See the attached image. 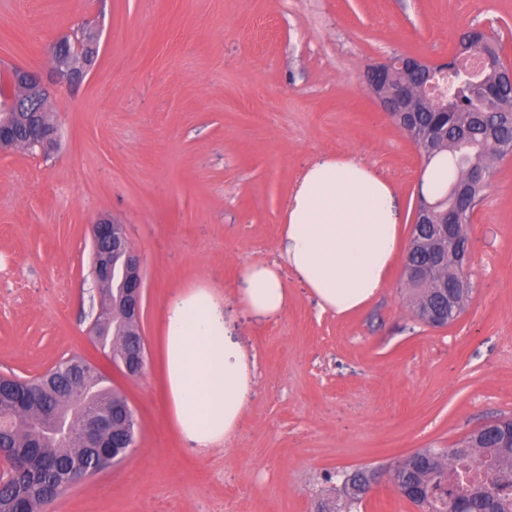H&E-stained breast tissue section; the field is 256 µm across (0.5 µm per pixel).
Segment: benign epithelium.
<instances>
[{
  "mask_svg": "<svg viewBox=\"0 0 512 512\" xmlns=\"http://www.w3.org/2000/svg\"><path fill=\"white\" fill-rule=\"evenodd\" d=\"M103 30L94 19H85L52 38L44 47L47 65L33 70L12 62L0 61V153H15L24 149L17 138L20 126L27 128V143L36 147L39 155L49 157L60 148L61 134L55 121L60 95L78 87L96 68L95 58L100 49ZM449 61L429 62L419 56L402 55L388 63L371 65L366 71L368 87L391 119L403 130L412 127L416 112H445L447 106L422 90L433 86L417 84L411 75L422 71L433 77L448 71ZM463 221L460 207L448 205L447 199L430 203L418 202L414 223L431 225V238L410 237L407 250L426 255L422 265L404 269V287L414 288L433 283L442 290L448 308L438 310L420 304L413 309L416 318L429 326H448V313L455 306V292L466 283L448 287L436 280L438 272L448 268V255L455 264L467 268L470 261L469 239L458 240V224ZM92 278L99 287L112 290L109 312L98 310L94 334L106 332L112 319L123 325L127 336L119 368L133 375L136 366L144 364V354L138 336L142 335L143 302L142 261L128 241L124 225L109 214H102L92 225ZM112 420L105 408L95 410L80 426V435L95 438L104 433Z\"/></svg>",
  "mask_w": 512,
  "mask_h": 512,
  "instance_id": "obj_1",
  "label": "benign epithelium"
}]
</instances>
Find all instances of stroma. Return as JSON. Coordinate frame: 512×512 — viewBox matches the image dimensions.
<instances>
[{
	"mask_svg": "<svg viewBox=\"0 0 512 512\" xmlns=\"http://www.w3.org/2000/svg\"><path fill=\"white\" fill-rule=\"evenodd\" d=\"M85 18L94 73L64 94L54 157L0 154V374L33 379L84 357L137 421L121 464L48 512H319L336 473L445 448L512 415V156L468 228L472 294L445 328L416 321L396 255L381 293L338 316L288 266V197L314 164L351 157L396 191L410 237L424 163L370 95L367 66L451 56L500 34L512 0H0V56L31 68ZM124 224L143 259L145 367L128 377L88 329L99 296L91 226ZM275 267L286 309L244 304L240 269ZM209 289L256 364L251 401L217 449L174 428L163 366L168 300Z\"/></svg>",
	"mask_w": 512,
	"mask_h": 512,
	"instance_id": "stroma-1",
	"label": "stroma"
}]
</instances>
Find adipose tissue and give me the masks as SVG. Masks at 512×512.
<instances>
[{"label": "adipose tissue", "mask_w": 512, "mask_h": 512, "mask_svg": "<svg viewBox=\"0 0 512 512\" xmlns=\"http://www.w3.org/2000/svg\"><path fill=\"white\" fill-rule=\"evenodd\" d=\"M393 189L352 159L310 168L293 190L284 225L290 266L339 315L351 314L385 288L399 246ZM244 299L258 315L288 303L274 268L245 264ZM168 406L178 431L196 447L219 444L250 399L244 354L226 334L213 297L197 290L173 298L164 314Z\"/></svg>", "instance_id": "obj_1"}]
</instances>
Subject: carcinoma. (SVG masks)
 Listing matches in <instances>:
<instances>
[{
	"instance_id": "obj_1",
	"label": "carcinoma",
	"mask_w": 512,
	"mask_h": 512,
	"mask_svg": "<svg viewBox=\"0 0 512 512\" xmlns=\"http://www.w3.org/2000/svg\"><path fill=\"white\" fill-rule=\"evenodd\" d=\"M479 45L490 56L489 67L473 83L448 75V110L417 112L413 127V139L425 142L421 151L425 166L448 155V196L461 190L470 199L459 232L462 237L492 175L489 160L512 154L503 147L512 142V93H491L502 76L499 40L490 34L479 41L466 31L459 36L452 57L464 56ZM121 340L116 331L95 337L116 357L122 354ZM92 391L98 404L112 402L114 389L107 377L79 356L58 362L33 380L0 376V448L10 455L13 467L10 482L0 488V512H17L22 505L27 512H41L42 493L51 490L59 495L71 487L72 470L96 474L100 449L86 447L74 435ZM117 415L108 441L126 448L134 437L123 429L122 410ZM53 417L69 423L71 431L54 429ZM498 422V428L479 427L447 448H420L391 463L389 470L416 491L414 504L422 512H512V418ZM468 462L487 464V479L466 487L448 486V467ZM362 501V495L342 491L321 512H354Z\"/></svg>"
}]
</instances>
